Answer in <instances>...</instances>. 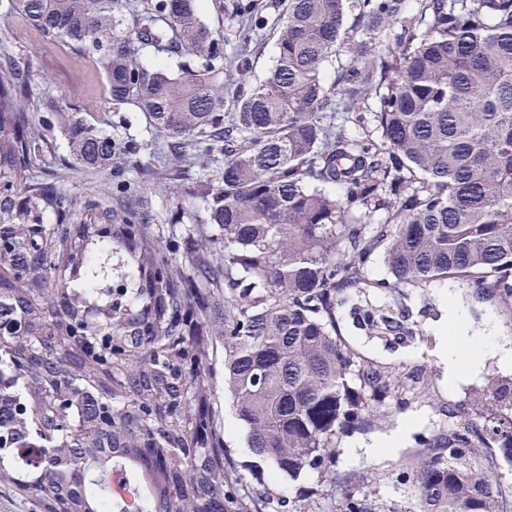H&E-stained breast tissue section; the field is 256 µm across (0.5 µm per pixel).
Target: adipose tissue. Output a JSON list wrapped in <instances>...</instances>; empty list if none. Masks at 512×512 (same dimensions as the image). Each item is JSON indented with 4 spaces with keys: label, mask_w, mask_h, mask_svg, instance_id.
<instances>
[{
    "label": "adipose tissue",
    "mask_w": 512,
    "mask_h": 512,
    "mask_svg": "<svg viewBox=\"0 0 512 512\" xmlns=\"http://www.w3.org/2000/svg\"><path fill=\"white\" fill-rule=\"evenodd\" d=\"M442 299L448 317L439 328L436 355L444 366L449 390L457 392L480 381L491 367L505 375L512 373V339L500 334L496 320L487 319L483 327L474 328L454 288L443 289ZM425 421L424 411L412 412L389 435L349 442L342 459L348 463L362 455H397L408 435Z\"/></svg>",
    "instance_id": "obj_1"
}]
</instances>
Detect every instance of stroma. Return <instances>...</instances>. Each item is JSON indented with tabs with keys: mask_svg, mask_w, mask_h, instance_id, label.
<instances>
[{
	"mask_svg": "<svg viewBox=\"0 0 512 512\" xmlns=\"http://www.w3.org/2000/svg\"><path fill=\"white\" fill-rule=\"evenodd\" d=\"M6 2L0 0V70L12 60L28 67L30 89L21 106L32 117V136L43 146L40 156L25 174L14 178L15 190L23 195L38 184H56L73 204L70 221L74 224L84 221L83 206L87 201L97 202L102 209L113 206L117 195L115 185L109 184L102 174L68 166L66 141L51 136L41 121L52 103L95 113L104 120L103 131L115 140L145 146L143 160L151 168L150 175L141 180L135 171L130 170L126 177L139 181L141 194L152 209L154 221L146 229L150 244L163 251L173 250L175 236L206 220L197 192L199 169L192 164L194 149H184L181 157H173L166 148L165 136L149 127L135 106L113 109L98 69L87 66L85 59L64 43L44 39L20 15L7 12ZM280 2L255 0L254 11L266 19L267 25L263 30L252 32L249 40L245 41L236 23L237 0H202L204 20L224 30L225 112L235 110L231 60L240 50H247L250 55L254 81L263 80L273 67L279 35L276 21L281 11ZM451 285L457 288L474 327H481L485 317L492 315L497 320L501 335L512 337V316L500 311L469 282L455 279ZM442 289L439 283L427 288H399L392 292L373 290L365 295L353 289L347 292L344 304L336 313L342 336L363 356L389 372L414 371L423 375L428 384V395L424 401L412 402L411 407L427 413L421 432L428 436L444 426L461 422L470 401L469 395L449 392L444 367L434 354L435 329L444 315L440 301ZM368 309L403 314L409 333L383 336L368 330L362 322L363 313ZM210 382L214 390L216 421L229 427L224 442L239 461L248 465L243 473L245 486L266 492L277 501L294 497L301 488L316 486L318 476L313 472L291 480L273 475L270 466L265 464L252 468L253 456L245 446V430L238 423L231 408V398L224 390L223 353H216L212 359ZM420 451L416 440L411 439L395 456H361L348 464L337 463L336 483L343 488L369 494L387 510L394 503L409 499L410 490L402 483L401 476L406 464L414 461Z\"/></svg>",
	"mask_w": 512,
	"mask_h": 512,
	"instance_id": "1",
	"label": "stroma"
}]
</instances>
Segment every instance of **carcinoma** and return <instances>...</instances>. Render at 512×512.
<instances>
[{
	"label": "carcinoma",
	"instance_id": "cac0c4a2",
	"mask_svg": "<svg viewBox=\"0 0 512 512\" xmlns=\"http://www.w3.org/2000/svg\"><path fill=\"white\" fill-rule=\"evenodd\" d=\"M199 2L144 0L129 23L114 0H8L100 69L113 108L135 105L173 147L197 148V166L220 152L224 168L199 189L219 236L199 224L174 257L148 245L142 202L100 214L89 201V221L70 224L56 185L20 198L0 186V484L38 512H271L215 423L220 343L247 447L275 475L328 482L279 512H379L365 493L336 497V448L424 388L356 352L336 309L353 288L466 279L512 313V0H285L268 77L234 58L227 120L224 33ZM148 47L178 58L177 73L142 61ZM28 87L13 68L0 76V175L42 149L20 108ZM43 122L75 166L146 172L141 147L89 112L55 107ZM47 209L53 230L37 220ZM103 217V237L139 255L140 287L131 305L123 288L94 310L90 279L57 284L92 268ZM377 253L389 280L366 277ZM363 320L403 330L372 309ZM478 401L503 417L428 438L406 470L410 507L392 512H502L478 449L512 463V381Z\"/></svg>",
	"mask_w": 512,
	"mask_h": 512
}]
</instances>
